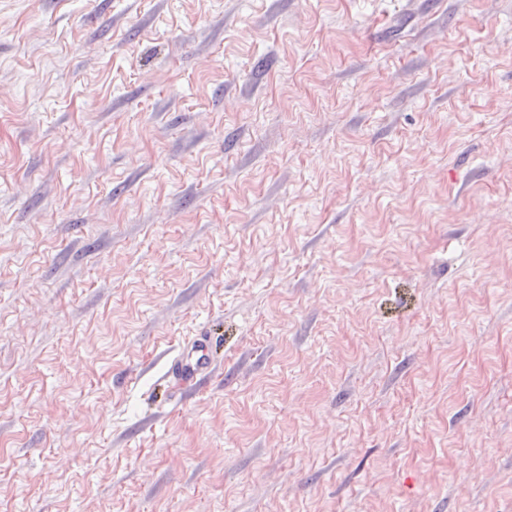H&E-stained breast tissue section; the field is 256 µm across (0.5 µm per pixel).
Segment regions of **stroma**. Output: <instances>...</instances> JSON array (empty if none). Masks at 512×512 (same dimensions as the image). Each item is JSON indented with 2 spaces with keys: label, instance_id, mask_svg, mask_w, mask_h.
Returning <instances> with one entry per match:
<instances>
[{
  "label": "stroma",
  "instance_id": "obj_1",
  "mask_svg": "<svg viewBox=\"0 0 512 512\" xmlns=\"http://www.w3.org/2000/svg\"><path fill=\"white\" fill-rule=\"evenodd\" d=\"M0 512H512V0H0ZM207 336H197L190 345V357L171 365L172 374L179 386L191 385L198 376L208 373Z\"/></svg>",
  "mask_w": 512,
  "mask_h": 512
}]
</instances>
